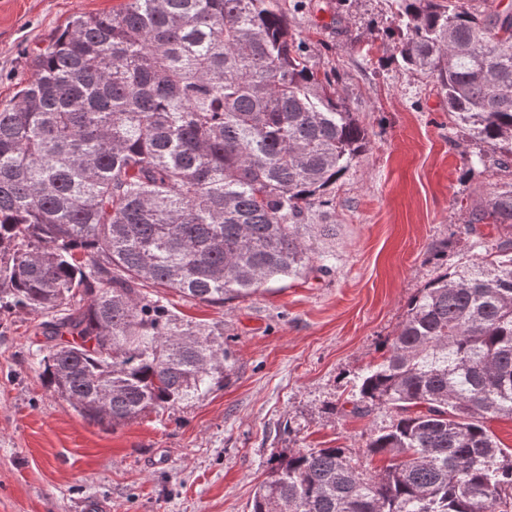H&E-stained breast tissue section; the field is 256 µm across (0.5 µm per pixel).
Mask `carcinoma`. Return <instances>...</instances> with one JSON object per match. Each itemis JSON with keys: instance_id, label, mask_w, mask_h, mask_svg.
Segmentation results:
<instances>
[{"instance_id": "1", "label": "carcinoma", "mask_w": 512, "mask_h": 512, "mask_svg": "<svg viewBox=\"0 0 512 512\" xmlns=\"http://www.w3.org/2000/svg\"><path fill=\"white\" fill-rule=\"evenodd\" d=\"M482 2L392 0L394 50L492 148L474 164L506 171L512 10ZM31 64L0 109V309L42 318L43 377L92 425L204 399L232 368L224 323L183 321L157 289L222 307L327 272L306 233L367 130L283 0H124L74 17ZM481 225L512 228V184L468 213L489 258L420 289L341 405L394 413L366 440L389 465L290 449L250 512H512V451L486 427L512 419V240Z\"/></svg>"}]
</instances>
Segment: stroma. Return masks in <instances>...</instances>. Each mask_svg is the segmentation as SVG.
<instances>
[{"label": "stroma", "mask_w": 512, "mask_h": 512, "mask_svg": "<svg viewBox=\"0 0 512 512\" xmlns=\"http://www.w3.org/2000/svg\"><path fill=\"white\" fill-rule=\"evenodd\" d=\"M285 0L309 64L338 73L369 146L312 221L329 272L208 306L168 293L185 319L223 322L233 371L189 406L105 430L86 422L41 377L35 322L0 311V512H81L96 499L112 512H248L272 456L292 448H347L363 456L386 409L335 412L362 369L379 358L410 298L444 268L482 257L464 216L507 181L471 167L470 146L432 77L392 56L389 0ZM121 0H0V107L34 70L29 53L80 14ZM340 16V29L331 19Z\"/></svg>", "instance_id": "obj_1"}]
</instances>
